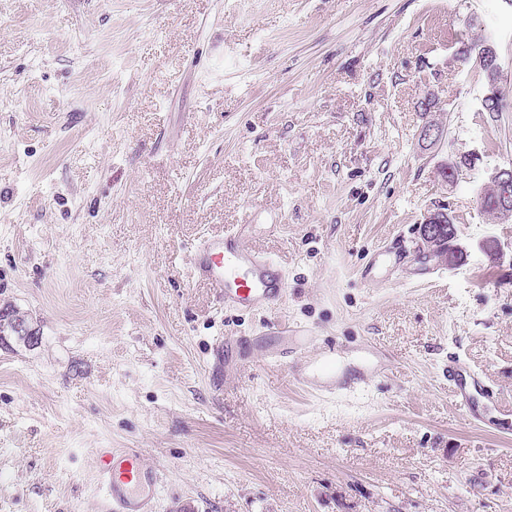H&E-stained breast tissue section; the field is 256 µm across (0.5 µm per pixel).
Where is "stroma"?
<instances>
[{
	"label": "stroma",
	"instance_id": "35a3bbf8",
	"mask_svg": "<svg viewBox=\"0 0 512 512\" xmlns=\"http://www.w3.org/2000/svg\"><path fill=\"white\" fill-rule=\"evenodd\" d=\"M475 25L501 112L453 60ZM510 165L507 0H0V304L42 332L0 349V512H107L100 448L156 512H512V416L448 391L456 357L512 396V215L477 204ZM443 205L454 266L416 258ZM237 228L275 311L191 277ZM323 347L364 387H296Z\"/></svg>",
	"mask_w": 512,
	"mask_h": 512
}]
</instances>
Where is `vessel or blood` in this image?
<instances>
[{
	"instance_id": "b4317fda",
	"label": "vessel or blood",
	"mask_w": 512,
	"mask_h": 512,
	"mask_svg": "<svg viewBox=\"0 0 512 512\" xmlns=\"http://www.w3.org/2000/svg\"><path fill=\"white\" fill-rule=\"evenodd\" d=\"M193 272L219 301L234 309H273L280 304L286 288L280 266L263 252L241 243L233 231L200 241L194 250ZM448 381L455 402L467 411L473 422L483 420L479 408L483 401L512 415V402L483 386L475 372L467 367L458 364L449 368ZM298 383L313 392H335V361H325L320 377L302 376ZM97 454L110 512H153L150 490L156 483V475L140 465L137 452L101 448Z\"/></svg>"
}]
</instances>
